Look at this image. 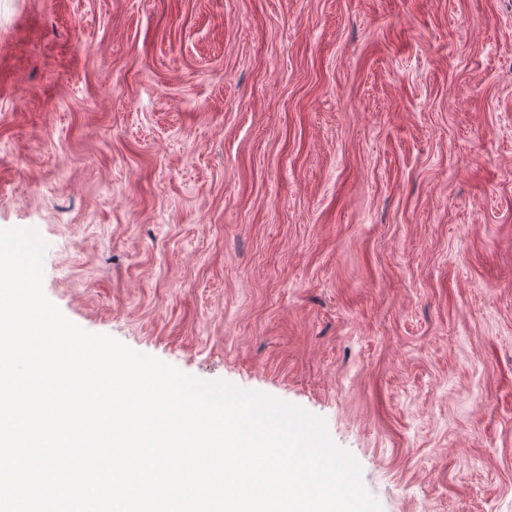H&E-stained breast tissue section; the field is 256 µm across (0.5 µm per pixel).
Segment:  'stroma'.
Masks as SVG:
<instances>
[{
  "instance_id": "1",
  "label": "stroma",
  "mask_w": 512,
  "mask_h": 512,
  "mask_svg": "<svg viewBox=\"0 0 512 512\" xmlns=\"http://www.w3.org/2000/svg\"><path fill=\"white\" fill-rule=\"evenodd\" d=\"M0 228L381 512H512V0H0Z\"/></svg>"
}]
</instances>
